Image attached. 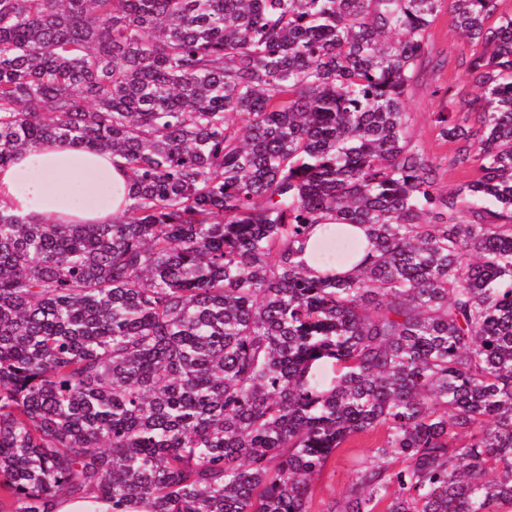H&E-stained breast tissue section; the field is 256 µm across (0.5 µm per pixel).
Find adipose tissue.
Listing matches in <instances>:
<instances>
[{"label": "adipose tissue", "mask_w": 512, "mask_h": 512, "mask_svg": "<svg viewBox=\"0 0 512 512\" xmlns=\"http://www.w3.org/2000/svg\"><path fill=\"white\" fill-rule=\"evenodd\" d=\"M129 184L110 154L49 142L0 168V211L39 224H108L126 203Z\"/></svg>", "instance_id": "adipose-tissue-1"}]
</instances>
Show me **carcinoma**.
Returning a JSON list of instances; mask_svg holds the SVG:
<instances>
[{
    "label": "carcinoma",
    "mask_w": 512,
    "mask_h": 512,
    "mask_svg": "<svg viewBox=\"0 0 512 512\" xmlns=\"http://www.w3.org/2000/svg\"><path fill=\"white\" fill-rule=\"evenodd\" d=\"M503 0H0V168L69 140L110 224L0 212V512H512V12ZM436 85L453 191L409 100ZM365 224L347 276L303 258ZM331 364L323 385L318 370ZM430 39L439 58L443 60V68L438 73L436 83L443 87L448 86V80L456 83L458 89L464 92L471 90L470 85L463 80L455 70V60L461 53L469 52V42L463 38L452 22L448 11H443L430 30ZM383 438L382 431L359 434L350 443L336 450L313 483L311 512H323L331 501L343 496L356 465L353 453L362 456L371 448L380 446ZM56 512H112V504L95 496L84 500L58 499Z\"/></svg>",
    "instance_id": "obj_1"
}]
</instances>
